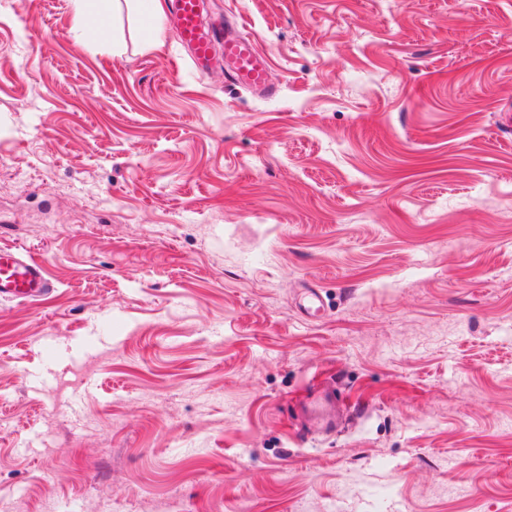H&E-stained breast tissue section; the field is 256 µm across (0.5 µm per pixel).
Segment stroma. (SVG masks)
<instances>
[{
  "label": "stroma",
  "instance_id": "obj_1",
  "mask_svg": "<svg viewBox=\"0 0 512 512\" xmlns=\"http://www.w3.org/2000/svg\"><path fill=\"white\" fill-rule=\"evenodd\" d=\"M203 15L275 95L0 0V512H512V0ZM226 25L224 71L229 80L267 96L274 95L275 89L268 83L265 61L258 55L251 36L243 32L238 21H227ZM54 285L40 262L25 250L0 252V297L40 298ZM316 427L321 431H336L339 422L336 418V392L332 388L322 389L318 396L306 405Z\"/></svg>",
  "mask_w": 512,
  "mask_h": 512
}]
</instances>
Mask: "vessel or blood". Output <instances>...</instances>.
<instances>
[{
  "label": "vessel or blood",
  "mask_w": 512,
  "mask_h": 512,
  "mask_svg": "<svg viewBox=\"0 0 512 512\" xmlns=\"http://www.w3.org/2000/svg\"><path fill=\"white\" fill-rule=\"evenodd\" d=\"M202 0H175L172 15L182 43L190 50L196 68H206L213 56V36L203 24ZM224 70L230 81L244 88L273 95L264 59L239 22L227 24L224 36ZM53 283L40 262L26 251L0 252V297L40 298L52 292ZM307 413L322 431L335 430L336 392L322 389L306 406Z\"/></svg>",
  "instance_id": "b4317fda"
}]
</instances>
